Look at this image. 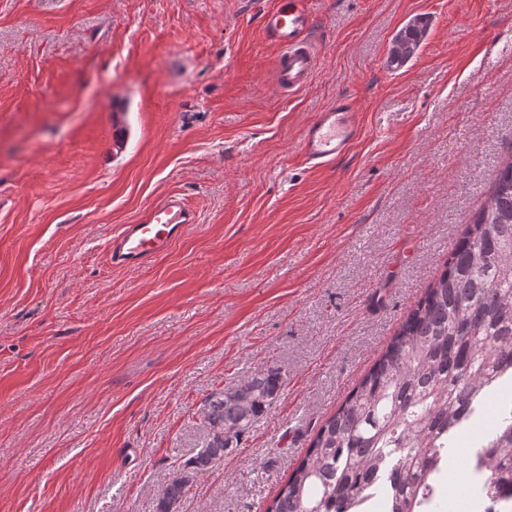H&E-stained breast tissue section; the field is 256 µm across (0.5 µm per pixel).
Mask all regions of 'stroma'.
Here are the masks:
<instances>
[{
    "instance_id": "1",
    "label": "stroma",
    "mask_w": 512,
    "mask_h": 512,
    "mask_svg": "<svg viewBox=\"0 0 512 512\" xmlns=\"http://www.w3.org/2000/svg\"><path fill=\"white\" fill-rule=\"evenodd\" d=\"M275 3L0 0V512H156L203 398L276 368L279 397L178 506L264 512L512 156V0H303L317 62L293 94ZM339 98L364 134L310 167L303 131ZM171 191L196 224L111 266ZM502 400L459 436L444 512H470L465 453ZM427 25L424 17H417L394 36L387 59L391 69L398 70L416 57L426 36Z\"/></svg>"
}]
</instances>
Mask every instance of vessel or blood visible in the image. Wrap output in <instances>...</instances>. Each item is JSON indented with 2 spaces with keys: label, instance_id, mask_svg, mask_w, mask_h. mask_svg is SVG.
Returning <instances> with one entry per match:
<instances>
[{
  "label": "vessel or blood",
  "instance_id": "1",
  "mask_svg": "<svg viewBox=\"0 0 512 512\" xmlns=\"http://www.w3.org/2000/svg\"><path fill=\"white\" fill-rule=\"evenodd\" d=\"M311 16L302 0H281L263 17V33L279 54L274 69L280 85L291 92L303 87L315 68V50L306 40ZM362 115L340 98L318 113L307 127L302 155L315 166L334 163L362 137ZM196 222L180 193L171 192L148 207L137 223L124 225L109 243L112 265L140 268L151 264Z\"/></svg>",
  "mask_w": 512,
  "mask_h": 512
}]
</instances>
